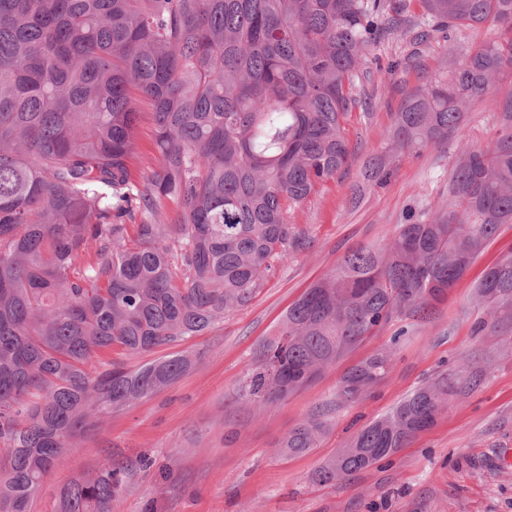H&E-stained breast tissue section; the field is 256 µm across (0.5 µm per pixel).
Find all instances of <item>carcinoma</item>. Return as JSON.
<instances>
[{
    "label": "carcinoma",
    "mask_w": 512,
    "mask_h": 512,
    "mask_svg": "<svg viewBox=\"0 0 512 512\" xmlns=\"http://www.w3.org/2000/svg\"><path fill=\"white\" fill-rule=\"evenodd\" d=\"M448 41L445 71L406 100L368 186L399 153L462 135L468 106L512 66V41L463 47V28H512V0H420ZM396 0H0V512H31L76 433L171 385L191 365L178 345L247 306L277 262L303 245L290 211L351 151L355 77ZM155 154L131 178L141 121ZM498 137L460 148L448 202L409 212L393 239L350 250L289 307L246 365L238 396L262 411L393 320L463 278L512 224V94ZM173 199L176 216L164 211ZM140 213L136 237L125 218ZM472 332L512 320V252L475 282ZM397 339L344 374L343 403L385 377ZM454 386L440 376L375 418L315 479L345 480L427 430ZM327 423L288 431L281 455L317 447ZM128 465L111 461L63 487L59 512H116Z\"/></svg>",
    "instance_id": "1"
}]
</instances>
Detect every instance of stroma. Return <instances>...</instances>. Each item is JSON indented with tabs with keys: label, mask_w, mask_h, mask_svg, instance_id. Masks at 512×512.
<instances>
[{
	"label": "stroma",
	"mask_w": 512,
	"mask_h": 512,
	"mask_svg": "<svg viewBox=\"0 0 512 512\" xmlns=\"http://www.w3.org/2000/svg\"><path fill=\"white\" fill-rule=\"evenodd\" d=\"M410 42L407 35L381 40L374 54L393 70L360 76L371 104L349 115L352 158L291 215L304 233L303 247L276 264L249 305L181 344L196 359L175 383L78 433L64 462L47 475L32 512H58L60 489L112 458L129 466L119 512H512V322H500L489 336L472 335L477 313L470 303L483 269L512 250V224L502 226L483 257L424 316L393 321L260 416L237 395L246 363L306 288L350 248L387 242L408 210L448 199L457 160L448 145L403 155L382 187L367 188L361 175L367 156L382 151L403 100L446 60L448 43L434 32L422 47L421 68L404 65ZM511 91L507 67L496 91L468 111L469 144L497 137L498 102ZM395 335L396 358L370 396L338 403L345 371ZM443 373L472 377L475 384L450 395L435 423L407 448L345 481H315L323 461L359 428ZM320 410L329 429L318 447L277 454V442Z\"/></svg>",
	"instance_id": "1"
}]
</instances>
